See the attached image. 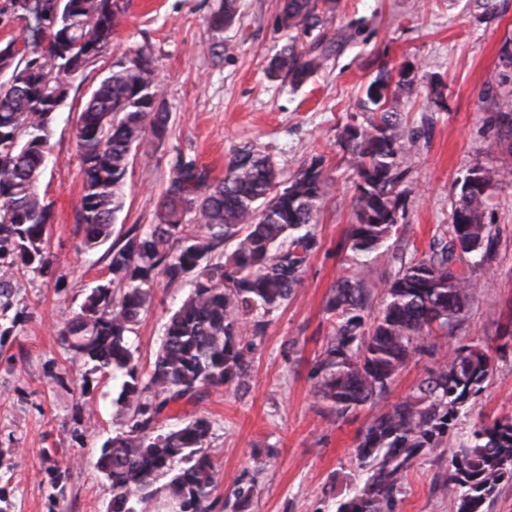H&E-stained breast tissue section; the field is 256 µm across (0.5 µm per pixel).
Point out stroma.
I'll use <instances>...</instances> for the list:
<instances>
[{
  "label": "stroma",
  "mask_w": 512,
  "mask_h": 512,
  "mask_svg": "<svg viewBox=\"0 0 512 512\" xmlns=\"http://www.w3.org/2000/svg\"><path fill=\"white\" fill-rule=\"evenodd\" d=\"M494 3L487 13L478 0H338L330 25L335 45L320 68L296 84L268 73L272 57L289 42L278 25L280 0H236V16L219 34L209 18L222 0H124L125 21L111 49L73 80L53 130L56 161L39 184L56 215L52 265L44 273L0 266V281L27 303L0 344V486L9 488L12 512H107L112 499L96 461L114 430L118 383L91 373L58 335L87 289L110 278L104 249L86 250L73 221L83 177L73 128L112 63L127 51L150 49L160 75L158 100L170 114L165 138L146 136L132 152L113 240L157 223L159 199L179 160L220 178L248 146L270 156L285 180L312 157L325 160L333 192L316 216L321 246L308 257L288 304L269 315L264 336H244L253 349L245 385L178 403L171 413L210 421L208 452L220 473L216 494L224 512H233L240 483L254 487L247 512H333L337 496L362 478L355 448L369 418L364 408L330 422L313 395L311 370L331 331L325 304L353 265L346 233L356 176L336 137L362 115L379 63L414 65V88L401 93L398 106L415 139L402 156L411 193L388 254L369 264L368 286L378 294L402 263L428 251L440 225L450 224L470 168L512 166V136H500L496 122L497 101L512 95V66L502 60L505 42H512V0ZM490 209L498 239L492 273L480 280L455 338L459 344L498 336L512 317V183L494 191ZM149 289L152 301L132 336L142 372L150 370L170 311L191 285L158 275ZM87 401L96 410L91 429L74 416L75 406ZM510 411L512 347L495 360L473 414L444 442L442 461L425 457L410 469L395 512H455L456 489L445 475L462 433L479 417ZM44 448L65 449L76 460L62 479L65 498L56 504L49 499Z\"/></svg>",
  "instance_id": "1"
}]
</instances>
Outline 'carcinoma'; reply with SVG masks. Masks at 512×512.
Returning a JSON list of instances; mask_svg holds the SVG:
<instances>
[{
	"mask_svg": "<svg viewBox=\"0 0 512 512\" xmlns=\"http://www.w3.org/2000/svg\"><path fill=\"white\" fill-rule=\"evenodd\" d=\"M235 2L224 0L211 16L214 32L232 20ZM36 11L29 58L12 54V41L0 42V261L44 272L52 264L55 214L39 181L52 161L53 95L72 69L85 70L109 51L125 7L120 0H68L58 14L51 0H42ZM335 11L336 0H283L279 22L305 34L318 31L322 45ZM319 66V57L294 41L273 59L271 72L300 84ZM413 84L405 72L380 63L366 89L371 115L364 124L345 125L337 138L359 178L347 235L356 267L328 295L332 330L312 368L314 397L333 422L366 406L371 417L356 446L365 477L336 500L335 512H394L409 469L436 453L473 411L502 350L489 339L458 346L452 340L478 295L479 275L491 274L497 241L487 222L489 200L512 180L511 170L474 166L484 189L460 191L451 223L439 228L428 253L385 281L382 307L373 311L367 261L389 247L409 195L401 158L410 138L393 102ZM157 90L152 53L142 47L112 64L80 113L74 136L83 184L73 212L88 251L112 234L133 149L146 134L161 139L167 132L169 113L157 105ZM332 186L320 156L285 182L270 157L252 149L239 151L215 181L181 160L158 203L159 223L134 227L109 247L112 278L89 289L59 330L74 357L103 375L123 377L116 402L124 414L97 460L112 489L109 512H214L219 471L207 452L210 421L199 417L160 431L158 417L206 389L244 383L251 349L242 346V336L262 335L264 317L301 284L303 266L319 247L315 215ZM187 212L197 224L182 222ZM229 241L233 249L215 260L212 253ZM158 273L171 282L188 277L193 288L166 322L143 381L131 334L151 300L143 285ZM22 303L13 288L0 286V344L19 321L20 312L9 311ZM424 355L435 367L406 397L389 402L399 372ZM55 455L57 448L42 450L52 488L62 496V474L51 465ZM448 480L457 486L456 512H485L500 485L512 482V412L470 427L452 455Z\"/></svg>",
	"mask_w": 512,
	"mask_h": 512,
	"instance_id": "cac0c4a2",
	"label": "carcinoma"
}]
</instances>
